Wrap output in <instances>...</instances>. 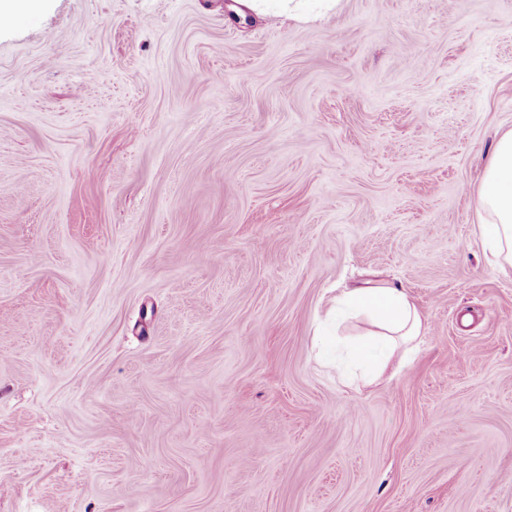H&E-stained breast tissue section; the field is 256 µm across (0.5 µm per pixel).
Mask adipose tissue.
Here are the masks:
<instances>
[{
  "mask_svg": "<svg viewBox=\"0 0 512 512\" xmlns=\"http://www.w3.org/2000/svg\"><path fill=\"white\" fill-rule=\"evenodd\" d=\"M475 205L490 263L512 272V129L497 139ZM331 309L364 317L369 323L365 336L349 346L348 356L361 372L375 377L394 355L410 357L424 332L421 313L399 288L381 284L355 288L337 296Z\"/></svg>",
  "mask_w": 512,
  "mask_h": 512,
  "instance_id": "adipose-tissue-1",
  "label": "adipose tissue"
}]
</instances>
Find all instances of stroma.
Wrapping results in <instances>:
<instances>
[{
  "label": "stroma",
  "instance_id": "1",
  "mask_svg": "<svg viewBox=\"0 0 512 512\" xmlns=\"http://www.w3.org/2000/svg\"><path fill=\"white\" fill-rule=\"evenodd\" d=\"M234 3L0 24V512H512V0ZM368 280L425 332L349 384L313 331ZM274 8L279 13L288 14L289 17L302 18L308 15L310 9L320 13L336 10L339 0H245L246 6L253 10H259L264 5ZM475 205L490 263L502 272H512V129L497 139Z\"/></svg>",
  "mask_w": 512,
  "mask_h": 512
}]
</instances>
